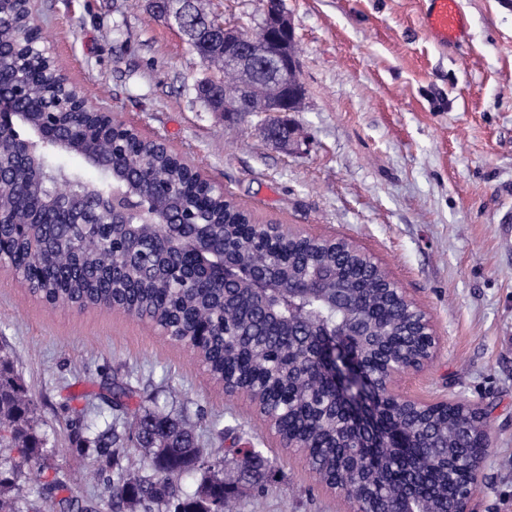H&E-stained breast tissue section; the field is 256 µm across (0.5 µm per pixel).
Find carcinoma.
Returning a JSON list of instances; mask_svg holds the SVG:
<instances>
[{"label": "carcinoma", "mask_w": 512, "mask_h": 512, "mask_svg": "<svg viewBox=\"0 0 512 512\" xmlns=\"http://www.w3.org/2000/svg\"><path fill=\"white\" fill-rule=\"evenodd\" d=\"M32 24L29 0H4L0 5V64L20 76L46 68L49 61L14 50L24 43ZM208 64L222 73L229 93L241 87L258 106L274 96L263 83H249L244 72L224 63V51L209 47ZM50 92L34 81L21 101L22 111L38 126ZM96 119L85 117L75 126L77 156L98 154L112 160L124 173L143 183L152 197L147 209L129 217L139 225L130 239L110 224L84 228L61 224L47 234L38 221L35 201L60 204L70 197L110 191L118 180L98 181L51 160L52 148L34 142L41 159L37 178L18 175L0 190V212L9 223L0 228L8 243L11 264L28 282L33 295L46 303L79 308L123 310L164 328L185 345L196 340L199 325L211 334L193 353L214 382L244 388L280 418L283 437L303 446L310 470L326 486L340 485L360 512H399L412 499L420 512H452L458 488L466 484L481 456L477 440L462 434L465 416L455 406L421 418L390 407L382 412L389 437L381 447L351 448L347 425L329 416L334 400L328 379L317 368L304 367L299 343L319 332H349L360 315L369 319L370 347H355L368 363L364 382L376 383L382 364L417 352L413 331L397 304L380 283L384 271L365 266L356 255L326 247L302 246L288 236L276 252L275 244L258 240L245 229L230 237L229 224H249L250 214L227 198L202 200L187 187L184 166L163 150L137 147L127 140L110 143L94 131ZM159 213L180 214L200 225L194 245L207 246L225 239L246 269L271 268L285 282L321 279L327 288L347 290L351 307L343 312L312 296L298 308H286L273 296L269 306L277 318L270 322L246 287L223 288L209 278L187 279L184 270L191 253L176 259L162 257L165 237L154 226ZM133 388L114 385L108 402L118 412L100 430L81 418L68 421L71 434L94 449L92 465L103 478L112 512H227L235 485L224 480V458L200 447L194 427L164 409L128 411L125 401ZM138 448L141 466L122 468L112 479L107 471L118 465L127 444ZM45 438L37 430V401L14 371L13 362L0 354V512H21V482L36 483L38 502L33 512H74L78 500L65 495L69 486L58 470L42 462ZM240 476H250L257 493L266 489L270 462L259 448L234 449ZM201 474L189 493L181 478Z\"/></svg>", "instance_id": "cac0c4a2"}]
</instances>
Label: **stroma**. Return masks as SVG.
I'll return each mask as SVG.
<instances>
[{"label": "stroma", "instance_id": "1", "mask_svg": "<svg viewBox=\"0 0 512 512\" xmlns=\"http://www.w3.org/2000/svg\"><path fill=\"white\" fill-rule=\"evenodd\" d=\"M461 47L424 32L425 0H284L305 89L289 120L304 143L270 141L262 112L210 111L220 80L150 0H32L56 62L102 111L223 184L261 223L352 240L431 317L434 361L400 391L487 411L475 512H512V0H459ZM257 25L260 0H202ZM0 349L38 401L47 464L74 476L93 452L67 426L115 382L199 426L208 448H259L265 495L240 484L236 512H349L304 455L281 447L244 398L227 397L182 344L112 309L50 307L0 270ZM225 436H218V429Z\"/></svg>", "mask_w": 512, "mask_h": 512}]
</instances>
